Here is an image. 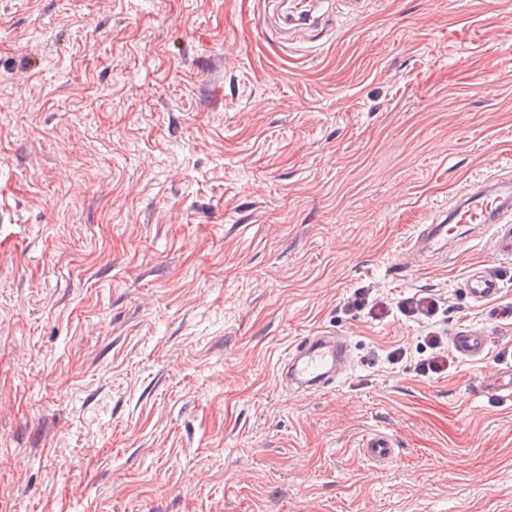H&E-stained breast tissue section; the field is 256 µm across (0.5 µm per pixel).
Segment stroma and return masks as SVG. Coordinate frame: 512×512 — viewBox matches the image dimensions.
I'll return each mask as SVG.
<instances>
[{"mask_svg": "<svg viewBox=\"0 0 512 512\" xmlns=\"http://www.w3.org/2000/svg\"><path fill=\"white\" fill-rule=\"evenodd\" d=\"M270 0H0V512H512V401L419 375L423 323L354 289L473 303L484 234L412 236L512 173V0H366L283 43ZM333 329L348 381L298 393ZM404 348L406 359L388 354ZM399 455L377 467L370 432ZM345 305L357 311L367 310V316L374 321L384 320L393 314L394 304L384 299H374L371 302L363 291L355 289L353 294L347 298ZM351 365L349 342L335 330L318 329L289 344L279 360L278 371L290 388L318 393L335 389ZM398 447L396 439L391 434L377 431L364 438L361 450L371 463L384 466L397 457Z\"/></svg>", "mask_w": 512, "mask_h": 512, "instance_id": "stroma-1", "label": "stroma"}]
</instances>
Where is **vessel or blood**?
<instances>
[{"label":"vessel or blood","instance_id":"1","mask_svg":"<svg viewBox=\"0 0 512 512\" xmlns=\"http://www.w3.org/2000/svg\"><path fill=\"white\" fill-rule=\"evenodd\" d=\"M478 225L489 237L493 252L502 258H512V178L490 177L473 186L448 209L442 221H435L414 236L410 246L419 251L442 252L448 245L461 243L459 227ZM465 293L474 302L486 305L498 300L503 292L500 279L480 270H472L465 279ZM451 345L463 360L486 363L489 338L486 331L469 327L458 328ZM352 365L351 347L333 330L319 329L295 339L286 348L278 363V371L290 388L303 393H318L335 389L342 374ZM477 392L512 400V380L503 381L501 369L488 367ZM398 444L386 432L377 431L364 438L361 446L367 459L377 466L392 462Z\"/></svg>","mask_w":512,"mask_h":512}]
</instances>
